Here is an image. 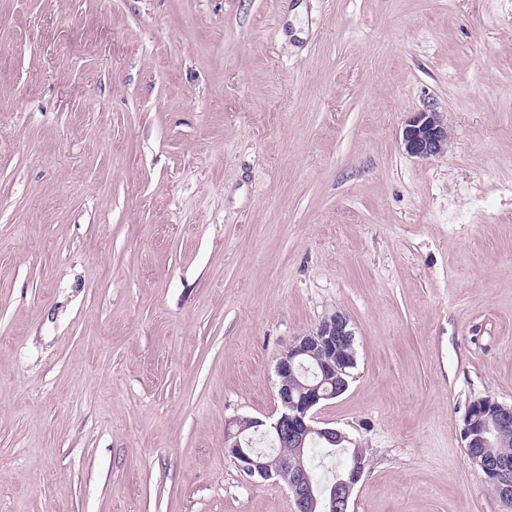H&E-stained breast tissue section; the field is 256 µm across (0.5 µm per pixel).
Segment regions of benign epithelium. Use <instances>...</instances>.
<instances>
[{
  "mask_svg": "<svg viewBox=\"0 0 512 512\" xmlns=\"http://www.w3.org/2000/svg\"><path fill=\"white\" fill-rule=\"evenodd\" d=\"M401 143L410 156L422 160L439 157L448 144V123L434 106L428 105L411 113L402 129ZM353 340L349 319L340 311L325 316L314 330L294 337L276 364L280 411L269 423L251 420L253 432H259L299 455L314 443L338 448L354 443L347 433L317 420L318 409L349 387L350 369L356 365V358L346 356L344 347ZM309 359L316 364L315 375L321 380L305 384L298 391L295 388L296 371ZM326 382L332 388L324 387ZM231 424L236 430L228 431L225 452L245 475L273 478L284 484L295 512H350L366 467L361 449H353L343 475L331 484L321 485L303 464H296L286 457L271 458L250 447L251 438L243 434L239 420L235 419ZM511 426L512 404L484 397L471 403L463 427L465 447L476 449L470 454L471 463L484 472L490 487L505 498L512 497V465L495 458L492 448L496 447L501 431Z\"/></svg>",
  "mask_w": 512,
  "mask_h": 512,
  "instance_id": "obj_1",
  "label": "benign epithelium"
}]
</instances>
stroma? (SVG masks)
Instances as JSON below:
<instances>
[{"label":"stroma","mask_w":512,"mask_h":512,"mask_svg":"<svg viewBox=\"0 0 512 512\" xmlns=\"http://www.w3.org/2000/svg\"><path fill=\"white\" fill-rule=\"evenodd\" d=\"M335 311L354 512H506L512 0H0V512H294L224 438ZM401 137L408 155L422 160L436 158L448 144V123L434 106L428 105L411 113ZM511 426L512 404L484 397L471 403L463 427L467 456L468 448H479L469 455L471 463L484 472L490 487L496 489H492L494 494L499 496L498 491L504 498H512V466L496 459L491 448L498 457L512 461V430L505 429Z\"/></svg>","instance_id":"stroma-1"}]
</instances>
